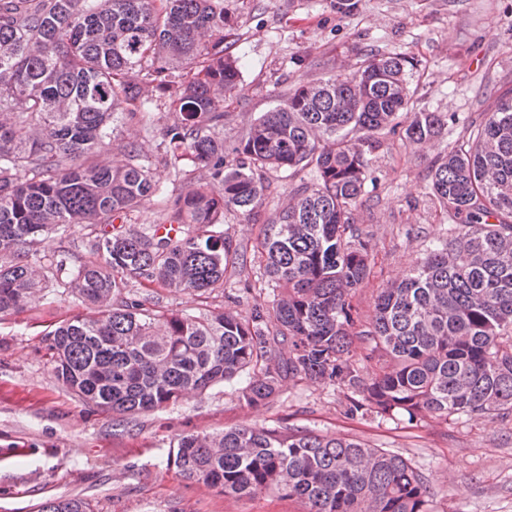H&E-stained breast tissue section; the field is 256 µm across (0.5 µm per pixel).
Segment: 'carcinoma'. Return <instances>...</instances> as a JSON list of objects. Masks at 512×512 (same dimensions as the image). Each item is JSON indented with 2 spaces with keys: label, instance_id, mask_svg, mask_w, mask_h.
Masks as SVG:
<instances>
[{
  "label": "carcinoma",
  "instance_id": "obj_1",
  "mask_svg": "<svg viewBox=\"0 0 512 512\" xmlns=\"http://www.w3.org/2000/svg\"><path fill=\"white\" fill-rule=\"evenodd\" d=\"M224 0H0V317L61 288L90 308L47 333L53 371L83 402L121 418L162 410L246 377L242 406H267L285 381L339 386L349 411L408 423L512 412V97L438 159L430 193L448 239L377 296L354 224L377 134L448 125L414 111L397 54L348 75L297 83L224 154V102L240 84ZM168 106L156 160L117 133ZM171 177L162 189L157 167ZM316 172L272 220L275 173ZM160 198L175 234L132 215ZM234 214L260 225L252 258L224 234ZM92 229L75 274L32 260L49 235ZM278 288L243 314L211 300L247 264ZM195 311L159 305L158 289ZM378 354L382 368L364 372ZM168 466L226 496L296 497L306 512H432L428 478L406 459L347 437L244 424L181 435ZM37 512H94L53 498Z\"/></svg>",
  "mask_w": 512,
  "mask_h": 512
}]
</instances>
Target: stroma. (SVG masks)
I'll return each instance as SVG.
<instances>
[{"label":"stroma","mask_w":512,"mask_h":512,"mask_svg":"<svg viewBox=\"0 0 512 512\" xmlns=\"http://www.w3.org/2000/svg\"><path fill=\"white\" fill-rule=\"evenodd\" d=\"M238 18L232 46L241 82L226 102L224 149L300 82L356 70L369 54L414 59V107L451 115L424 145L382 135L357 226L373 245L369 283L357 294L362 317L379 288L401 276L448 236V216L429 193L435 161L468 138L483 113L512 96V0H362L336 13L332 0H224ZM90 230L69 226L46 253L74 272ZM77 299L48 292L36 306L0 318V512H35L38 503L80 497L94 512H305L277 495L227 497L178 477L167 466L182 434L219 433L250 423L339 435L407 459L431 481L435 512H512V416H459L408 423L353 414L343 392L311 383L283 386L259 410L240 405L238 387L217 386L114 426L53 372L46 334L85 312Z\"/></svg>","instance_id":"obj_1"}]
</instances>
